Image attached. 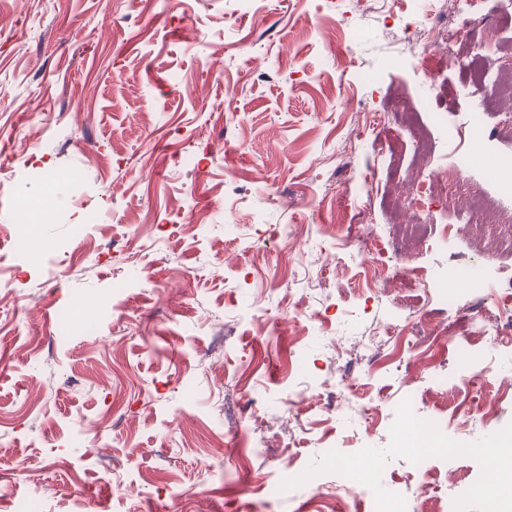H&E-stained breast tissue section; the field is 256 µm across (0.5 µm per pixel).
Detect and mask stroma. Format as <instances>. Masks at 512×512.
I'll use <instances>...</instances> for the list:
<instances>
[{"mask_svg": "<svg viewBox=\"0 0 512 512\" xmlns=\"http://www.w3.org/2000/svg\"><path fill=\"white\" fill-rule=\"evenodd\" d=\"M428 5L0 0V512L15 494L35 512H372L340 497L328 448L372 456L368 487L401 489L386 512H426L397 448L414 420L433 439L438 512H487L484 452L512 433V340L489 343L485 313L512 251L474 252L451 232L462 204L416 205L415 185L467 150L473 113L512 159L498 135L512 110L435 62L459 135L416 165L398 111L431 122L432 90L401 20ZM455 25L512 68L497 0ZM46 193L53 221L18 237V205ZM418 216L447 244L402 251ZM452 264L478 266L480 286L450 282ZM64 307L96 329L59 335ZM453 321L438 372L400 343ZM455 442L470 452L448 455ZM106 462L134 479L125 495ZM288 470L267 507L265 481Z\"/></svg>", "mask_w": 512, "mask_h": 512, "instance_id": "obj_1", "label": "stroma"}]
</instances>
